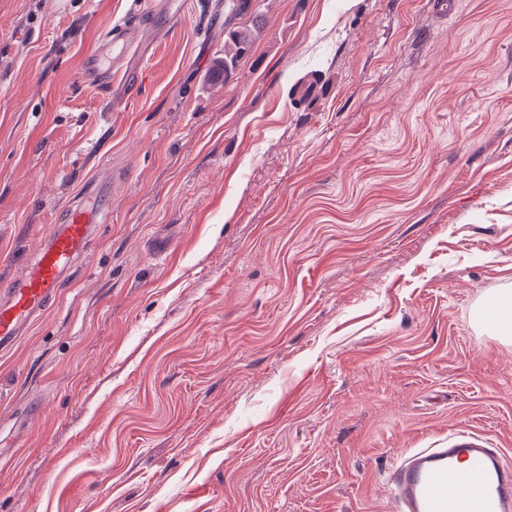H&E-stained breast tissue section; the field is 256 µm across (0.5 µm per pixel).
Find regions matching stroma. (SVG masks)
Masks as SVG:
<instances>
[{
	"mask_svg": "<svg viewBox=\"0 0 512 512\" xmlns=\"http://www.w3.org/2000/svg\"><path fill=\"white\" fill-rule=\"evenodd\" d=\"M0 0V280L103 167L111 216L0 357V512H393L409 448L512 462V0H261L238 81L187 0ZM312 93L300 98L297 83ZM183 0L150 1L136 17L105 29L98 44L84 59L81 79L90 85H105L112 81L115 70L126 66L130 51L142 44L144 26L160 12L171 16L181 15ZM491 325L502 336L512 335V299H497L492 302Z\"/></svg>",
	"mask_w": 512,
	"mask_h": 512,
	"instance_id": "obj_1",
	"label": "stroma"
}]
</instances>
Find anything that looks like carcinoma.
<instances>
[{
    "label": "carcinoma",
    "mask_w": 512,
    "mask_h": 512,
    "mask_svg": "<svg viewBox=\"0 0 512 512\" xmlns=\"http://www.w3.org/2000/svg\"><path fill=\"white\" fill-rule=\"evenodd\" d=\"M259 24L256 0H224V59L218 68L224 83L237 79L240 63L254 47Z\"/></svg>",
    "instance_id": "obj_1"
}]
</instances>
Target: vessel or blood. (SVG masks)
Here are the masks:
<instances>
[{
	"label": "vessel or blood",
	"mask_w": 512,
	"mask_h": 512,
	"mask_svg": "<svg viewBox=\"0 0 512 512\" xmlns=\"http://www.w3.org/2000/svg\"><path fill=\"white\" fill-rule=\"evenodd\" d=\"M183 0H150L136 17L108 26L84 59L81 79L111 82L144 26L158 13L180 15ZM110 207V185L87 186L42 238L37 259L24 273L0 282V353L12 351L29 327L58 299L74 262L85 255ZM387 486L398 512H512V466L487 441L459 434L444 448H413L391 469Z\"/></svg>",
	"instance_id": "b4317fda"
}]
</instances>
